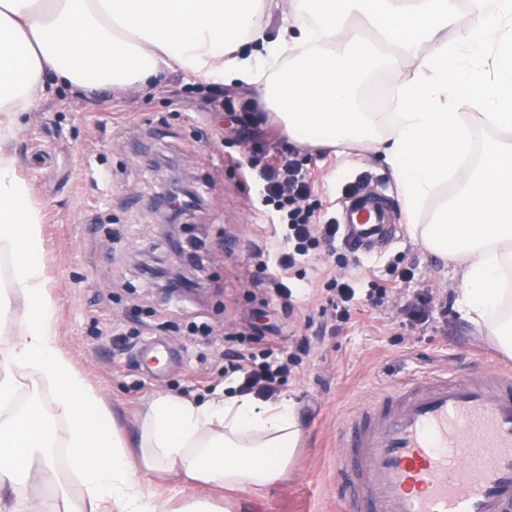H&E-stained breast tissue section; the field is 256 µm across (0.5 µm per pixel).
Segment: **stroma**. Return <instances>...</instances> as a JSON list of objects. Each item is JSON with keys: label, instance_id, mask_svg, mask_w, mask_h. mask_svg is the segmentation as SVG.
I'll return each instance as SVG.
<instances>
[{"label": "stroma", "instance_id": "1", "mask_svg": "<svg viewBox=\"0 0 512 512\" xmlns=\"http://www.w3.org/2000/svg\"><path fill=\"white\" fill-rule=\"evenodd\" d=\"M193 77H162L152 91L60 88L26 117L12 148L33 179L44 220L49 286L57 300L55 330L75 368L104 399L127 440L159 393L205 400L224 390V348L253 324L274 326L272 342L291 352L300 336L313 351L281 390L294 403L302 437L287 475L264 490L214 495L219 512H339L336 433L364 398L413 377L480 362L512 368V358L480 340L457 304L459 276L399 227L392 243L369 255L343 244L294 272L291 302L270 289L276 270L269 210L253 180L263 159L230 133L220 102L202 106L188 94ZM320 222L335 218L354 188L397 194L387 166L367 146L299 149ZM184 167L202 199L183 224H159L154 202L170 167ZM190 245L184 271L203 298L163 295L140 271V257L172 256L171 241ZM410 278H403V271ZM351 277V319L335 326L325 314L330 278ZM388 293L371 303V289ZM425 291L447 314L409 324L405 307ZM212 333L194 335L191 322ZM158 341L164 361L156 377L142 371V350ZM154 489L178 507L190 490L172 479Z\"/></svg>", "mask_w": 512, "mask_h": 512}]
</instances>
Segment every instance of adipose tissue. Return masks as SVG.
Masks as SVG:
<instances>
[{"label":"adipose tissue","instance_id":"ef3b65f1","mask_svg":"<svg viewBox=\"0 0 512 512\" xmlns=\"http://www.w3.org/2000/svg\"><path fill=\"white\" fill-rule=\"evenodd\" d=\"M471 6L478 22L463 29L457 0H0V252L11 256L0 317L13 300L24 305L0 361V512H52L17 494L49 477L61 493L73 478L83 486L64 512H168L151 488L155 474L256 492L286 475L300 439L291 402L249 394L158 395L137 421L134 449L111 426L58 344L42 210L11 148L52 84L147 91L170 73L239 82L261 91L297 145L367 143L400 189L411 239L454 265L466 318L512 357V0ZM273 19L281 26L272 39ZM407 59L391 111H359L371 76ZM448 182L453 193L439 197ZM35 378L54 386L52 414L17 403Z\"/></svg>","mask_w":512,"mask_h":512}]
</instances>
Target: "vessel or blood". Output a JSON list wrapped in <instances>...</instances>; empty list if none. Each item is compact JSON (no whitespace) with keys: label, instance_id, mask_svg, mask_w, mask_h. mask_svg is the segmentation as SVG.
I'll return each mask as SVG.
<instances>
[{"label":"vessel or blood","instance_id":"obj_1","mask_svg":"<svg viewBox=\"0 0 512 512\" xmlns=\"http://www.w3.org/2000/svg\"><path fill=\"white\" fill-rule=\"evenodd\" d=\"M353 252L395 221L383 194L341 213ZM343 512H512V371L434 372L370 396L337 433Z\"/></svg>","mask_w":512,"mask_h":512}]
</instances>
